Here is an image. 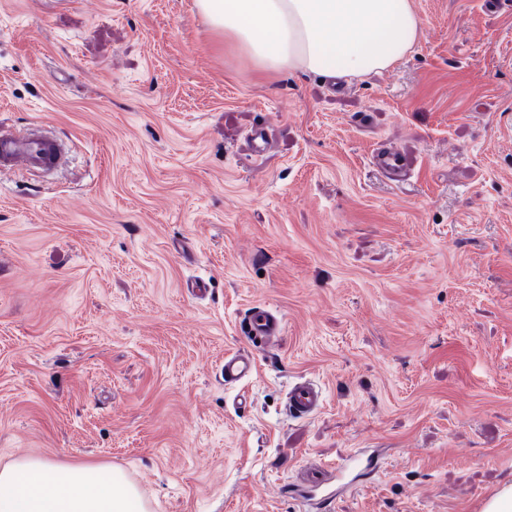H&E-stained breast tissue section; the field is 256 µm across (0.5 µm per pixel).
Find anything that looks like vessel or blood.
Listing matches in <instances>:
<instances>
[{
	"mask_svg": "<svg viewBox=\"0 0 512 512\" xmlns=\"http://www.w3.org/2000/svg\"><path fill=\"white\" fill-rule=\"evenodd\" d=\"M64 148L54 137L42 131L26 134L0 132V170H9L25 164L35 171H49L58 167L63 159ZM286 325L279 313L264 305L251 308L243 332L249 341L265 345L280 336ZM257 371L253 355L241 351L224 354L221 374L225 385L237 386L250 380ZM325 392L320 385L298 379L288 389V413L295 418L313 417L323 406ZM373 455L365 449H356L353 454L335 465L336 478L331 482H318L301 489L300 496L309 502H319L333 497L336 492L349 485L358 471L376 468Z\"/></svg>",
	"mask_w": 512,
	"mask_h": 512,
	"instance_id": "b4317fda",
	"label": "vessel or blood"
}]
</instances>
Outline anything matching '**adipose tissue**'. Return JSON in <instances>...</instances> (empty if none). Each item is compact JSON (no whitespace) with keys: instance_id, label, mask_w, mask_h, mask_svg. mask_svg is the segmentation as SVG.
Returning <instances> with one entry per match:
<instances>
[{"instance_id":"1","label":"adipose tissue","mask_w":512,"mask_h":512,"mask_svg":"<svg viewBox=\"0 0 512 512\" xmlns=\"http://www.w3.org/2000/svg\"><path fill=\"white\" fill-rule=\"evenodd\" d=\"M217 33L255 65L359 77L385 69L416 44L411 0H196ZM0 512H145L121 467L43 459L0 467Z\"/></svg>"}]
</instances>
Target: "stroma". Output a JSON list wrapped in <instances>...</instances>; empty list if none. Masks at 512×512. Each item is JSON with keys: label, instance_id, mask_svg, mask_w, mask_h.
I'll return each mask as SVG.
<instances>
[{"label": "stroma", "instance_id": "obj_1", "mask_svg": "<svg viewBox=\"0 0 512 512\" xmlns=\"http://www.w3.org/2000/svg\"><path fill=\"white\" fill-rule=\"evenodd\" d=\"M411 3L413 50L337 87L259 72L195 0H0V126L67 149L0 174V465H117L149 512H307L356 448L383 471L319 512L512 483V8ZM257 304L274 348L240 333ZM257 371L256 359L252 354L241 351H226L221 375L225 386L243 385ZM325 392L317 383L300 378L288 389V414L295 418L313 417L323 406Z\"/></svg>", "mask_w": 512, "mask_h": 512}]
</instances>
